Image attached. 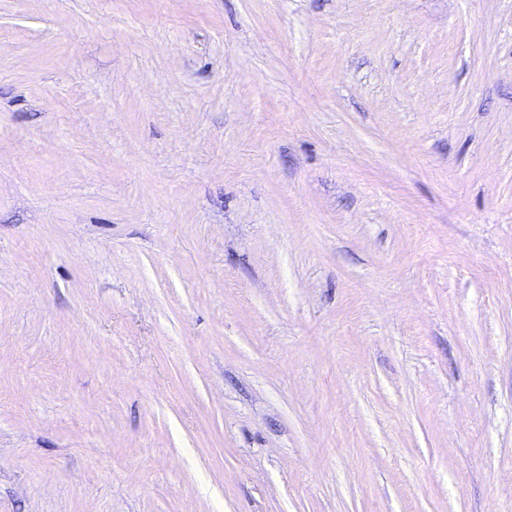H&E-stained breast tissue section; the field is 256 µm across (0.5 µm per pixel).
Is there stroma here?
Returning a JSON list of instances; mask_svg holds the SVG:
<instances>
[{
	"label": "stroma",
	"instance_id": "1",
	"mask_svg": "<svg viewBox=\"0 0 512 512\" xmlns=\"http://www.w3.org/2000/svg\"><path fill=\"white\" fill-rule=\"evenodd\" d=\"M0 512H512V0H0Z\"/></svg>",
	"mask_w": 512,
	"mask_h": 512
}]
</instances>
